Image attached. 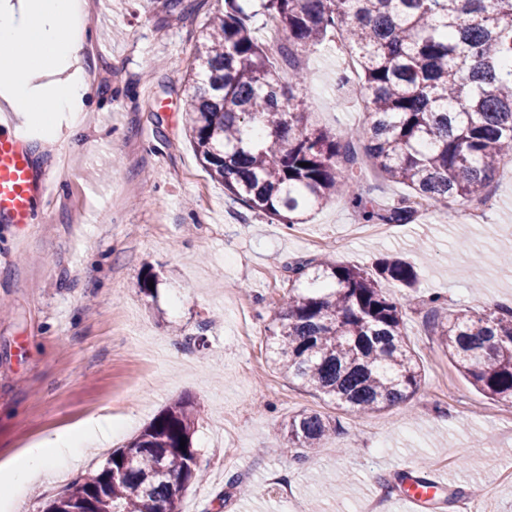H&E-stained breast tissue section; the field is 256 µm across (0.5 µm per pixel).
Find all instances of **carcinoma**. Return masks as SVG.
Returning <instances> with one entry per match:
<instances>
[{"label":"carcinoma","mask_w":512,"mask_h":512,"mask_svg":"<svg viewBox=\"0 0 512 512\" xmlns=\"http://www.w3.org/2000/svg\"><path fill=\"white\" fill-rule=\"evenodd\" d=\"M227 5L201 32L184 111L197 158L232 201L291 228L332 197L365 224H409L417 199L446 211L492 194L496 173L512 160V0H258L252 15L272 18L281 31L288 80H306L299 54L328 35L348 49L354 73L340 81L357 85L367 121L343 133L303 124L304 98L290 93L281 102V68L249 14L237 0ZM258 118L273 139L254 134ZM356 141L409 193L374 205L355 169ZM288 271L272 331L280 373L358 416L418 393L422 370L386 289L414 287L412 263L385 257L368 273L310 258ZM434 327L463 376L512 405V310H459ZM194 423L193 402L175 400L45 512H180L183 493L203 479ZM336 430V421L307 410L281 426L295 448H318Z\"/></svg>","instance_id":"carcinoma-1"}]
</instances>
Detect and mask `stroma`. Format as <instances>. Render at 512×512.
I'll use <instances>...</instances> for the list:
<instances>
[{
	"label": "stroma",
	"mask_w": 512,
	"mask_h": 512,
	"mask_svg": "<svg viewBox=\"0 0 512 512\" xmlns=\"http://www.w3.org/2000/svg\"><path fill=\"white\" fill-rule=\"evenodd\" d=\"M93 5L85 124L56 127L53 150L31 148L53 177L40 204L46 222L19 231L0 223V468L36 440L112 414L126 426L15 497L10 512H44L78 476L101 468L173 400L195 404L193 446L201 483L182 512H363L391 499L395 467L426 460L451 498L436 512H512V408L478 392L425 324L428 297L444 313L512 307V171L500 168L482 224L419 212L376 235L343 198L327 200L299 229L233 203L186 136L183 98L194 45L225 0L172 14L167 0ZM294 95L311 123L361 125L364 104L338 81L349 65L336 42L300 58ZM83 148L71 149L74 138ZM330 253L365 268L400 256L418 270L395 289L423 380L408 402L368 416L336 408L279 373L267 336L299 258ZM154 284L151 294L140 290ZM303 410L336 418L322 447L297 452L280 427ZM240 477L245 494L231 492ZM292 488L279 493V481Z\"/></svg>",
	"instance_id": "obj_1"
}]
</instances>
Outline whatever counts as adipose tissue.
<instances>
[{
    "label": "adipose tissue",
    "mask_w": 512,
    "mask_h": 512,
    "mask_svg": "<svg viewBox=\"0 0 512 512\" xmlns=\"http://www.w3.org/2000/svg\"><path fill=\"white\" fill-rule=\"evenodd\" d=\"M85 0H0V96L23 125L39 130L43 146L55 142L61 114L81 123L90 84L84 76ZM112 432L111 420L32 444L8 462L10 481L0 512L15 495L58 468L77 464L89 445Z\"/></svg>",
    "instance_id": "1"
}]
</instances>
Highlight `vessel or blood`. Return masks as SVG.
Instances as JSON below:
<instances>
[{
	"label": "vessel or blood",
	"instance_id": "vessel-or-blood-1",
	"mask_svg": "<svg viewBox=\"0 0 512 512\" xmlns=\"http://www.w3.org/2000/svg\"><path fill=\"white\" fill-rule=\"evenodd\" d=\"M27 136L0 122V223L23 229L40 218L38 203L45 195L49 174L37 166ZM398 499L406 512H424L446 484L440 478L409 464L401 467Z\"/></svg>",
	"mask_w": 512,
	"mask_h": 512
}]
</instances>
